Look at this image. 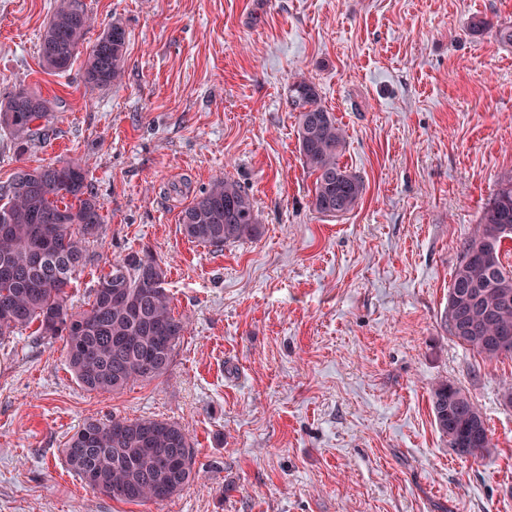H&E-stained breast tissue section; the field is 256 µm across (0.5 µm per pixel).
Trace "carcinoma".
Instances as JSON below:
<instances>
[{"label": "carcinoma", "mask_w": 512, "mask_h": 512, "mask_svg": "<svg viewBox=\"0 0 512 512\" xmlns=\"http://www.w3.org/2000/svg\"><path fill=\"white\" fill-rule=\"evenodd\" d=\"M93 26L84 0H56L40 34L43 68L63 74L72 67ZM125 28L114 23L98 36L85 61L81 82L87 90L110 86L122 76ZM298 112L299 152L315 175L312 205L322 214H345L362 198L360 175L340 164L343 129L322 105L315 83L304 77L289 88ZM51 102L24 86L0 101V128L19 151L45 137ZM101 205L85 167L75 161L21 168L0 186V338L38 323L36 336L65 340L66 362L76 381L97 394L119 393L138 379L167 375L186 323L174 316L164 284L167 268L150 252H129L112 262L93 290L89 308L74 312L66 288L90 262L85 243L103 234ZM186 238L222 246L256 236L253 200L239 183L215 179L195 196L179 218ZM512 240V177L503 180L461 258L480 255L467 268L458 263L448 297L475 291L476 306L493 318L472 324L463 345L493 359L510 349H490L485 337L500 325L512 327V304H500L497 290L512 291V267L502 261V245ZM432 410L440 433L452 448L466 441L463 455L483 456L492 448L485 421L473 433L471 416L480 414L466 392L444 381L432 391ZM68 469L91 490L124 502L168 499L182 492L194 474L189 438L177 423L154 418H90L63 449Z\"/></svg>", "instance_id": "obj_1"}]
</instances>
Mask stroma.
<instances>
[{
	"label": "stroma",
	"mask_w": 512,
	"mask_h": 512,
	"mask_svg": "<svg viewBox=\"0 0 512 512\" xmlns=\"http://www.w3.org/2000/svg\"><path fill=\"white\" fill-rule=\"evenodd\" d=\"M96 38L127 33L120 84L47 73L55 0H0V99H49L50 136L17 151L0 129V185L21 168L85 161L103 234L69 285L86 308L115 258L149 249L187 325L168 377L85 391L64 343L0 339V512H512V358L448 334L463 241L512 176V0H85ZM313 81L345 131L365 192L343 215L312 206L288 89ZM253 199L260 234L206 246L181 210L215 177ZM460 386L490 454L459 455L431 392ZM177 422L195 478L126 503L69 472L85 420Z\"/></svg>",
	"instance_id": "stroma-1"
}]
</instances>
